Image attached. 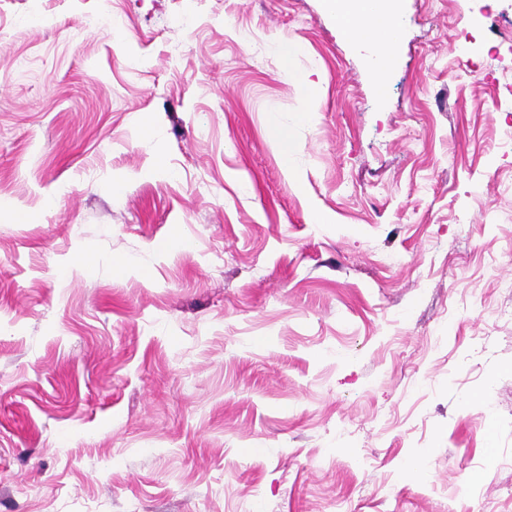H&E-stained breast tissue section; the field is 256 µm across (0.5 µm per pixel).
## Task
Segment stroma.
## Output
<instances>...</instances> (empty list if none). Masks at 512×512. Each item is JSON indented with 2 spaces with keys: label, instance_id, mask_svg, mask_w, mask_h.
Returning <instances> with one entry per match:
<instances>
[{
  "label": "stroma",
  "instance_id": "obj_1",
  "mask_svg": "<svg viewBox=\"0 0 512 512\" xmlns=\"http://www.w3.org/2000/svg\"><path fill=\"white\" fill-rule=\"evenodd\" d=\"M398 13L0 0V512H512V0ZM326 2L327 8L336 13L348 33L371 48L373 72L379 79L382 78L390 65L392 50L399 38L395 1L357 0L354 10H347L343 0Z\"/></svg>",
  "mask_w": 512,
  "mask_h": 512
}]
</instances>
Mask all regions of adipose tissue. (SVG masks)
<instances>
[{
  "label": "adipose tissue",
  "instance_id": "adipose-tissue-1",
  "mask_svg": "<svg viewBox=\"0 0 512 512\" xmlns=\"http://www.w3.org/2000/svg\"><path fill=\"white\" fill-rule=\"evenodd\" d=\"M327 6L353 38L371 48L373 71L376 76H383L400 32L394 0H357L352 10L344 7L343 0H327Z\"/></svg>",
  "mask_w": 512,
  "mask_h": 512
}]
</instances>
